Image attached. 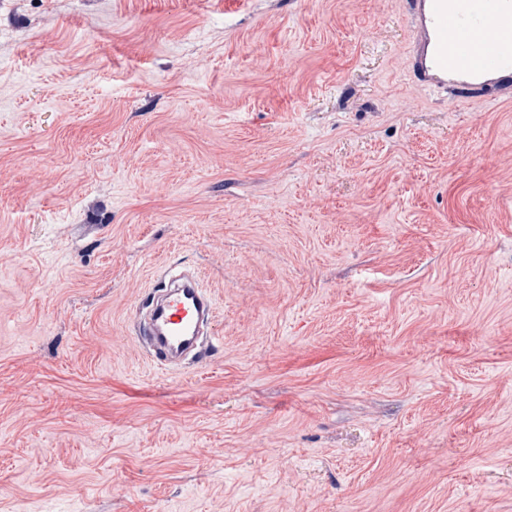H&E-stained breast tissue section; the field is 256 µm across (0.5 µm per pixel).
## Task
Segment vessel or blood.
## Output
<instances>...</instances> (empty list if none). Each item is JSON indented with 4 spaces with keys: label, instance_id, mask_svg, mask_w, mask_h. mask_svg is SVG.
I'll list each match as a JSON object with an SVG mask.
<instances>
[{
    "label": "vessel or blood",
    "instance_id": "b4317fda",
    "mask_svg": "<svg viewBox=\"0 0 512 512\" xmlns=\"http://www.w3.org/2000/svg\"><path fill=\"white\" fill-rule=\"evenodd\" d=\"M415 41L410 69L418 83L450 94L506 89L512 77V0H410ZM213 315V299L196 275L179 279L153 302L134 328L163 364L194 350L202 325Z\"/></svg>",
    "mask_w": 512,
    "mask_h": 512
}]
</instances>
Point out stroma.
<instances>
[{
	"instance_id": "35a3bbf8",
	"label": "stroma",
	"mask_w": 512,
	"mask_h": 512,
	"mask_svg": "<svg viewBox=\"0 0 512 512\" xmlns=\"http://www.w3.org/2000/svg\"><path fill=\"white\" fill-rule=\"evenodd\" d=\"M407 0H0V512H512V94ZM215 342L157 367L170 264Z\"/></svg>"
}]
</instances>
